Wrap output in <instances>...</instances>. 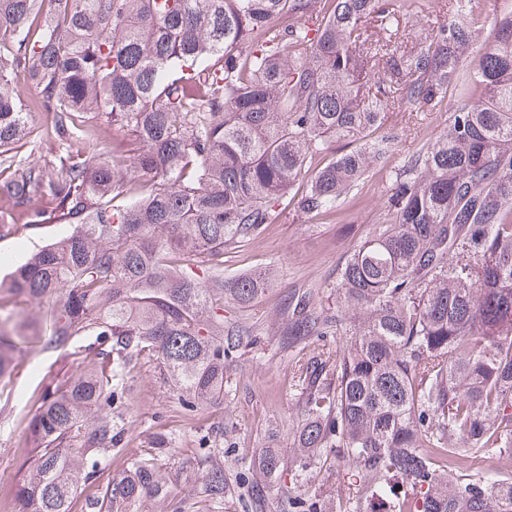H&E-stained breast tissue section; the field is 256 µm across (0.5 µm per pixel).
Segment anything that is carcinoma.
<instances>
[{
  "label": "carcinoma",
  "mask_w": 512,
  "mask_h": 512,
  "mask_svg": "<svg viewBox=\"0 0 512 512\" xmlns=\"http://www.w3.org/2000/svg\"><path fill=\"white\" fill-rule=\"evenodd\" d=\"M423 5L0 0V236L71 227L0 288V378L26 340L10 304L51 302L43 349L93 357L42 395L28 424L40 465L17 512H70L121 441L114 411L142 355L184 410L223 402L224 367L253 335L245 308L273 283L270 271L224 281V254L290 206L336 208L395 150L397 136H370L386 111L438 112L450 96L448 125L395 171L384 224L341 269V310L313 290L282 302L284 344L346 337L302 369L295 478L351 461L388 512H512V473L467 467L483 448L512 457V15L487 28L445 0L409 47L400 17ZM21 80L36 91L27 105ZM96 113L135 148L112 145ZM223 435L201 438L208 510L224 502ZM169 450L160 439L84 512H184L158 465ZM258 463L285 471L274 448ZM283 512L322 505L304 492Z\"/></svg>",
  "instance_id": "carcinoma-1"
}]
</instances>
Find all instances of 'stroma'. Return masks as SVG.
Returning <instances> with one entry per match:
<instances>
[{
  "label": "stroma",
  "instance_id": "stroma-1",
  "mask_svg": "<svg viewBox=\"0 0 512 512\" xmlns=\"http://www.w3.org/2000/svg\"><path fill=\"white\" fill-rule=\"evenodd\" d=\"M447 122L444 112L418 117L408 112L386 113L382 129L398 134L400 141L381 169L353 187L335 209L317 218L285 212L276 223L265 225L257 243L238 248L225 260V279L272 267L278 281L246 311L256 342L242 348L226 365L223 403L184 413L175 393L164 385L153 358L142 356L129 373L133 392L120 413V448L106 457L96 479L85 484L84 495L97 493L108 479L123 473L132 459L147 456L154 435L164 432L172 439L163 462L168 485L173 495L183 498L185 512H198L204 473L198 464L203 454L199 439L220 425L227 481L222 512H253L247 490L238 483L239 472L249 468L261 449L289 453L304 413L301 368L311 358L335 352L343 344L342 337L329 336L283 348L276 334L283 318L280 301L293 289L313 288L322 305L336 307L333 286L352 248L382 224L394 171ZM68 231V226L55 223L19 229L0 238V254L19 247L38 250ZM15 364L12 376L0 378V512H15L18 485L38 467L27 426L40 410L44 388L79 374L89 361L73 348L44 352L32 337L19 345ZM259 487L268 502L266 512H280L281 499L306 490L325 492V512H359L357 470L346 461L312 471L303 484L287 472L280 479L260 481Z\"/></svg>",
  "mask_w": 512,
  "mask_h": 512
}]
</instances>
